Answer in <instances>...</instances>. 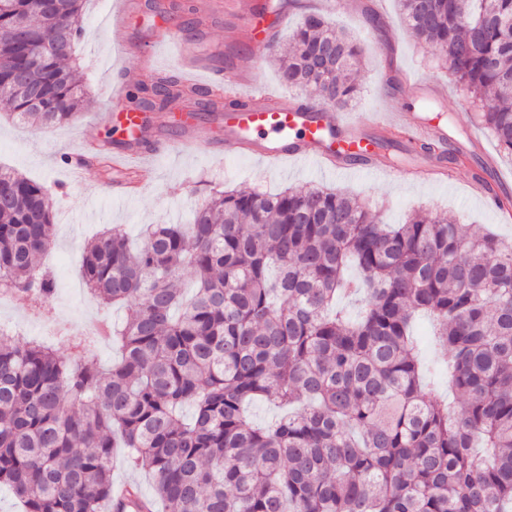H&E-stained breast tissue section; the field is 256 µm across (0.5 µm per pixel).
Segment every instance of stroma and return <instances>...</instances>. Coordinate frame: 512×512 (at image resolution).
<instances>
[{"instance_id":"stroma-1","label":"stroma","mask_w":512,"mask_h":512,"mask_svg":"<svg viewBox=\"0 0 512 512\" xmlns=\"http://www.w3.org/2000/svg\"><path fill=\"white\" fill-rule=\"evenodd\" d=\"M278 7L283 21L272 35L273 44L291 41L296 27L310 11L322 14L338 30L350 35L361 56L354 68L358 93L344 112L355 135H371L362 122L364 113L382 111L397 102L408 122L451 119L449 137L474 158L490 166L496 180L512 192V161L495 141L475 124L469 94L452 84L439 53L418 43L404 24L398 0H349L347 10H336L333 0H250L254 8L265 2ZM188 0H86L80 24L83 36L74 60L89 105L70 123L34 127L0 119V166L9 167L43 184L56 209V235L42 263L57 275L61 287L51 313L40 316L9 301H0V323L8 325L19 341L34 340L71 357V339L103 320L121 322L124 308L101 306L84 286L79 258L88 242L105 227L124 225L132 242H139L150 224L188 223L195 205L214 190L248 187L276 192L284 188L331 187L357 196L385 223L400 224L416 210L445 212L461 224H487L505 237L512 236V220L484 197L472 192L473 167L454 170L452 184L395 181L373 170L349 177L335 169L310 163L288 162L271 169L243 154L208 150L172 151L147 160L132 193L114 192L123 181L120 171L105 174L96 167L75 177L59 164L62 154L79 149L85 140L123 139L121 130L98 124L102 110L112 104L115 85L132 87L147 71L179 72V50L187 48L201 58L209 72L242 69L254 83L285 96L290 103L315 102L314 93L281 84L273 55L262 38L245 32L233 13L212 12L197 6L200 20L193 30L177 28L179 43L152 47L154 29L175 28L163 20L161 9ZM131 10L127 46L112 42L115 17Z\"/></svg>"}]
</instances>
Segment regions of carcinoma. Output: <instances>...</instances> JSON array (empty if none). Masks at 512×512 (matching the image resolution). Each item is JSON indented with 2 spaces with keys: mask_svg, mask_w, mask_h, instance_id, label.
Returning <instances> with one entry per match:
<instances>
[{
  "mask_svg": "<svg viewBox=\"0 0 512 512\" xmlns=\"http://www.w3.org/2000/svg\"><path fill=\"white\" fill-rule=\"evenodd\" d=\"M399 5L512 156V0ZM82 8L52 0L42 14L33 0H0L8 118H78L87 100L66 60ZM23 23L26 51L11 37ZM359 56L310 13L277 61L288 85L340 108L357 91ZM127 98L159 111L241 106L175 75ZM407 151L468 159L451 142ZM0 188V288L47 313L58 279L37 257L54 245V205L13 170L0 169ZM80 263L94 298L133 311L111 331L121 359L108 367L0 332V487L22 512H512V239L438 212L385 224L324 187L215 190L191 224H154L135 250L114 226ZM358 298L352 318L340 301ZM421 315L433 320L452 403L418 354ZM257 400L290 412L254 425L243 407ZM117 457L149 473L155 498L134 482L116 491Z\"/></svg>",
  "mask_w": 512,
  "mask_h": 512,
  "instance_id": "carcinoma-1",
  "label": "carcinoma"
}]
</instances>
